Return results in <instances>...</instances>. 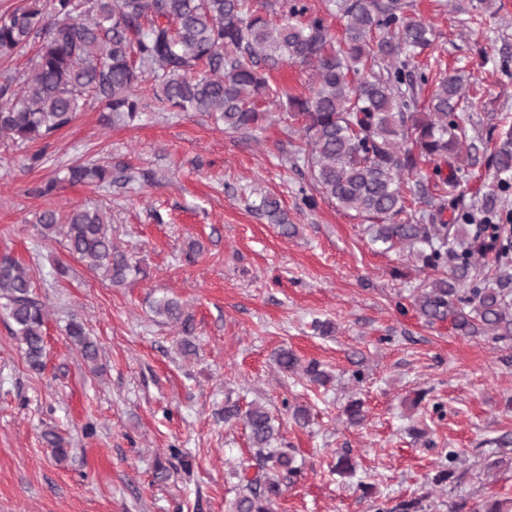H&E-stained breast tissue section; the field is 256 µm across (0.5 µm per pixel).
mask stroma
Instances as JSON below:
<instances>
[{
    "label": "stroma",
    "mask_w": 512,
    "mask_h": 512,
    "mask_svg": "<svg viewBox=\"0 0 512 512\" xmlns=\"http://www.w3.org/2000/svg\"><path fill=\"white\" fill-rule=\"evenodd\" d=\"M407 2L435 31L418 65L435 76L465 73L461 113L489 141L498 118L512 117V77L501 68L512 0ZM104 110L92 103L45 141H0V259L28 269L34 297L50 311L45 368L36 373L0 310V512H224L236 470L252 462L243 423L224 421L228 399L265 404L302 468L274 512H379L407 499L418 500V512L512 503V446L498 443L512 433V338L463 336L418 313L428 272L408 252L372 243L363 218L316 194L293 156L298 124L287 112L267 105L252 137L198 112L155 108L107 128ZM38 151L42 165L28 167ZM89 160L156 178L30 195ZM263 193L280 200L295 235L254 210ZM83 206L111 214L112 240L133 254L139 274L110 283L62 236L40 235V212L65 217ZM59 263L66 276L56 275ZM164 295L193 319L191 356L178 327L151 310ZM73 316L99 346L100 375L65 336ZM316 320L334 332L320 335ZM281 347L320 362L329 383L279 371L272 356ZM354 396L366 411L360 426L343 413ZM296 404L310 412L306 427L292 419ZM49 429L64 440V460L42 438ZM452 451L453 478L434 484ZM343 452L353 475L332 470Z\"/></svg>",
    "instance_id": "obj_1"
}]
</instances>
